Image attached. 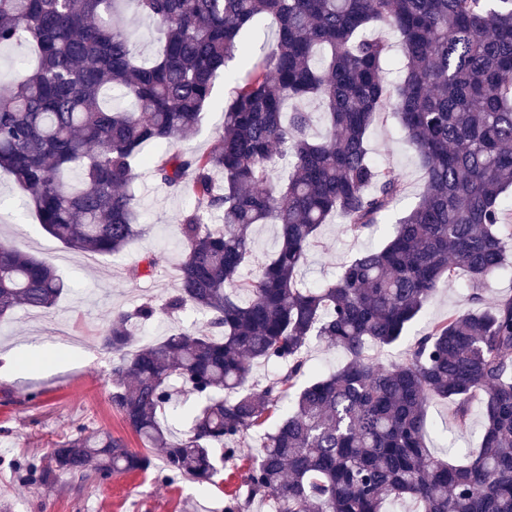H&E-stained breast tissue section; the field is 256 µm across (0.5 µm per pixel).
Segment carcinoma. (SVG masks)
<instances>
[{"label": "carcinoma", "mask_w": 512, "mask_h": 512, "mask_svg": "<svg viewBox=\"0 0 512 512\" xmlns=\"http://www.w3.org/2000/svg\"><path fill=\"white\" fill-rule=\"evenodd\" d=\"M129 1L164 31L150 63L122 23ZM265 15L275 40L252 64L240 34ZM373 27L399 40L395 85L382 77L393 45L366 36ZM1 48L37 57L33 68L18 62L0 96V173L49 236L78 254L123 253L141 233V166L189 201L175 293L160 308L147 299L112 311L101 334L112 407L144 447L162 449L167 478L208 483L261 432L247 499H269L275 512H386L405 499L416 512H512V296L486 304L480 293L504 269L512 215V0H0ZM235 58L250 65L242 80L228 70ZM221 75L234 86L218 146L147 157V147L197 133ZM308 100L324 109L319 138L311 113L286 112ZM389 113L426 180L392 228L383 219L404 184L367 147ZM336 217L347 234L379 227L386 242L311 287L298 273ZM271 220L276 250L240 279L255 226ZM159 265L148 254L128 278ZM460 272L469 306L428 325L402 361L374 358ZM65 291L51 262L0 245V319L19 307L46 312ZM188 306L200 324L135 342L139 325ZM314 339L345 354L335 372L306 375ZM261 362L283 371L258 389L250 379ZM176 380L199 401L179 431L168 423ZM433 399L453 403L461 425L479 402L480 447L455 463L427 445ZM52 459L78 478L152 464L84 427Z\"/></svg>", "instance_id": "cac0c4a2"}]
</instances>
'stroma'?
<instances>
[{
    "label": "stroma",
    "instance_id": "35a3bbf8",
    "mask_svg": "<svg viewBox=\"0 0 512 512\" xmlns=\"http://www.w3.org/2000/svg\"><path fill=\"white\" fill-rule=\"evenodd\" d=\"M229 93V86L216 80L213 103L198 133L186 141L187 149L207 153L217 146L224 132V104ZM369 148L404 183L402 199L387 216L388 223H396L425 189L420 161L407 146L396 118L390 115L371 131ZM138 184L143 234L121 255L87 258L71 253L50 237L32 211L24 209L22 190L0 175V243L49 260L68 286L49 312L19 308L0 320V355L31 345L55 349L54 354L29 363L27 370L18 374L0 367V512H224L228 491L243 483L244 458L254 456L261 446L260 434H250L241 460L224 462L220 478L212 484L167 479L156 448L150 451L154 464L145 472L115 474L107 479L60 474L47 481L42 478L52 448L80 427L110 432L131 450L143 448L112 406V356L101 346L100 335L113 309L129 308L147 299L160 304L174 293L182 251L177 219L188 201L168 193L148 174H141ZM384 241L378 232L353 239L340 221H333L321 228L318 244L300 277L311 285L334 279L361 250L381 247ZM151 253L164 257L159 273L130 282L128 268ZM468 294L462 282L448 285L427 308L423 322L415 323L401 341L377 350L379 360L386 364L402 360L424 321L443 318L450 310L465 306ZM51 321L84 336L78 359L68 360L58 353L59 340L47 329ZM429 416L434 427L428 442L439 454L451 456L456 449L478 447L479 412H472L464 429L454 426L453 408L448 402L433 401Z\"/></svg>",
    "mask_w": 512,
    "mask_h": 512
}]
</instances>
